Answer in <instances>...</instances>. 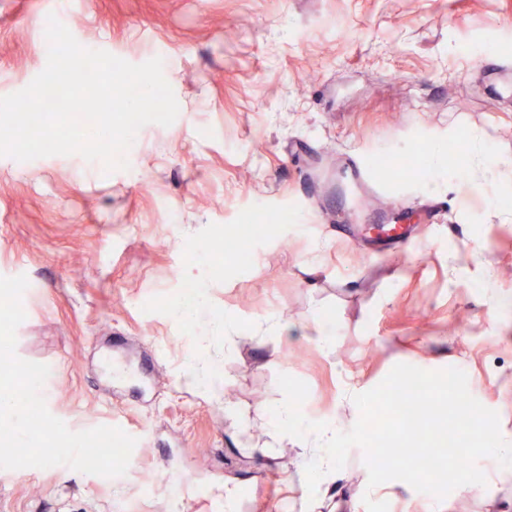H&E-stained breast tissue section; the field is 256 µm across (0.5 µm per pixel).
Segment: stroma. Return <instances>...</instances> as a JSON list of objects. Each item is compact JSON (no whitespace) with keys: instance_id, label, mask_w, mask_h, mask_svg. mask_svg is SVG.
Listing matches in <instances>:
<instances>
[{"instance_id":"1","label":"stroma","mask_w":512,"mask_h":512,"mask_svg":"<svg viewBox=\"0 0 512 512\" xmlns=\"http://www.w3.org/2000/svg\"><path fill=\"white\" fill-rule=\"evenodd\" d=\"M46 2L0 0V96L46 66ZM64 24L84 48L161 58L179 113L138 131L124 170L0 156V276L28 278L15 352L49 366L48 410L137 443L114 478L0 469V512H213L230 489L232 512H312L305 460L256 414L282 403V374L306 383L308 420L345 432L353 395L396 364L455 367L512 443V217L496 208L512 190V0H81ZM452 137L488 148L454 170ZM379 154L419 168L387 179ZM350 156L370 168L357 204ZM266 212L283 220L248 257L224 249L225 230ZM191 270L208 302L187 320L172 307ZM270 313L286 335L263 330ZM203 355L211 391L186 381ZM477 465L485 486L438 500L369 487L355 446L332 474L335 512H367V496L389 512H512L497 462Z\"/></svg>"}]
</instances>
